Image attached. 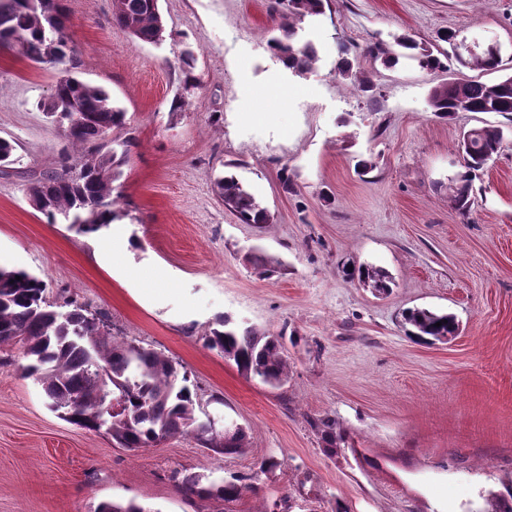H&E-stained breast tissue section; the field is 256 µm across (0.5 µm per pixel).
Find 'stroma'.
Instances as JSON below:
<instances>
[{
    "instance_id": "stroma-1",
    "label": "stroma",
    "mask_w": 512,
    "mask_h": 512,
    "mask_svg": "<svg viewBox=\"0 0 512 512\" xmlns=\"http://www.w3.org/2000/svg\"><path fill=\"white\" fill-rule=\"evenodd\" d=\"M64 4L74 74L108 91L136 138L118 182L131 215L81 235L30 206L27 172L51 166L63 146L35 107L60 69L0 49V137L16 146L10 175L0 174V265L171 357L247 445L222 458L188 437L119 448L50 411L20 350L5 344L0 512H93L103 500L158 512H484L487 492L512 478V132L459 213L448 198L463 165L454 147L463 130L503 117L437 118L429 92L459 64L386 68L368 49L447 30L464 47L497 44L510 74L512 0H329L301 25L319 55L303 76L280 70L265 47L280 23L269 0H160L170 35L158 44L116 25L112 0ZM187 49L200 85L174 115ZM344 58L372 73L373 92L350 91L336 72ZM361 157L376 163L363 176ZM228 163L272 223L244 224L225 209L213 180ZM284 170L295 194L281 189ZM253 251L286 273L260 278L246 260ZM353 262L386 270L390 293L346 279L341 267ZM415 306L454 314L460 335L412 340L400 317ZM222 314L284 334L282 387L204 346ZM324 416L349 437L334 458L309 425ZM269 456L281 468L230 504L187 499L169 478L250 476Z\"/></svg>"
}]
</instances>
